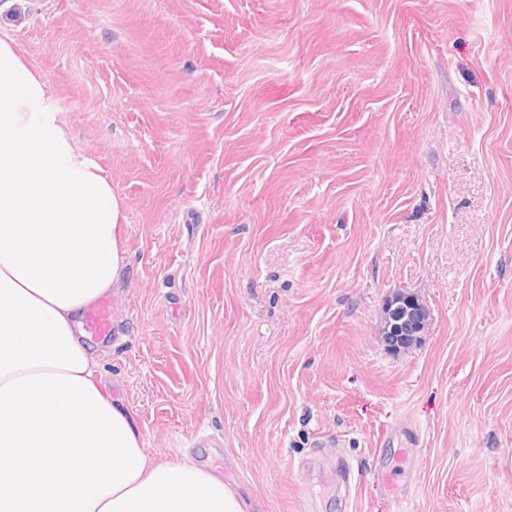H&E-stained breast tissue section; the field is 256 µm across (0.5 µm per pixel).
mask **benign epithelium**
<instances>
[{
	"instance_id": "benign-epithelium-1",
	"label": "benign epithelium",
	"mask_w": 512,
	"mask_h": 512,
	"mask_svg": "<svg viewBox=\"0 0 512 512\" xmlns=\"http://www.w3.org/2000/svg\"><path fill=\"white\" fill-rule=\"evenodd\" d=\"M427 313L418 300L393 292L386 300L380 335L394 351L412 347L424 329Z\"/></svg>"
}]
</instances>
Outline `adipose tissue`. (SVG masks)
Returning <instances> with one entry per match:
<instances>
[{
	"label": "adipose tissue",
	"instance_id": "ef3b65f1",
	"mask_svg": "<svg viewBox=\"0 0 512 512\" xmlns=\"http://www.w3.org/2000/svg\"><path fill=\"white\" fill-rule=\"evenodd\" d=\"M0 30V512H244L222 476L147 455L82 324L123 286V202Z\"/></svg>",
	"mask_w": 512,
	"mask_h": 512
}]
</instances>
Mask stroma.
<instances>
[{
	"instance_id": "stroma-1",
	"label": "stroma",
	"mask_w": 512,
	"mask_h": 512,
	"mask_svg": "<svg viewBox=\"0 0 512 512\" xmlns=\"http://www.w3.org/2000/svg\"><path fill=\"white\" fill-rule=\"evenodd\" d=\"M124 202L103 392L247 512H512V0H13ZM428 320L389 352L383 305Z\"/></svg>"
}]
</instances>
